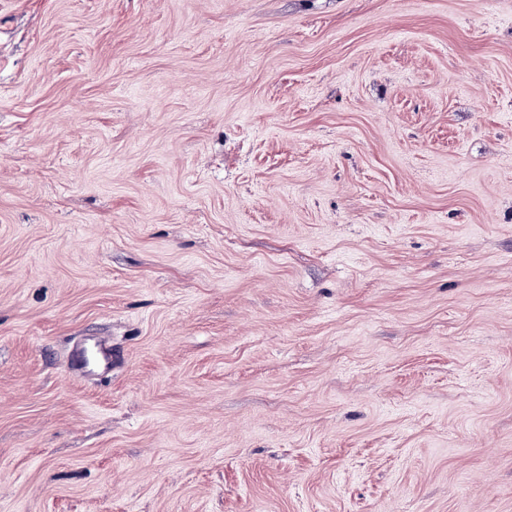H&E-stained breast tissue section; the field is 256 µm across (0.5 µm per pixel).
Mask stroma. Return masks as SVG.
<instances>
[{"label":"stroma","instance_id":"1","mask_svg":"<svg viewBox=\"0 0 512 512\" xmlns=\"http://www.w3.org/2000/svg\"><path fill=\"white\" fill-rule=\"evenodd\" d=\"M0 512H512V0H0ZM90 350L92 355H90ZM79 366L82 370L92 373L97 368L112 367V347L105 341H95L93 345L87 347L79 358Z\"/></svg>","mask_w":512,"mask_h":512}]
</instances>
